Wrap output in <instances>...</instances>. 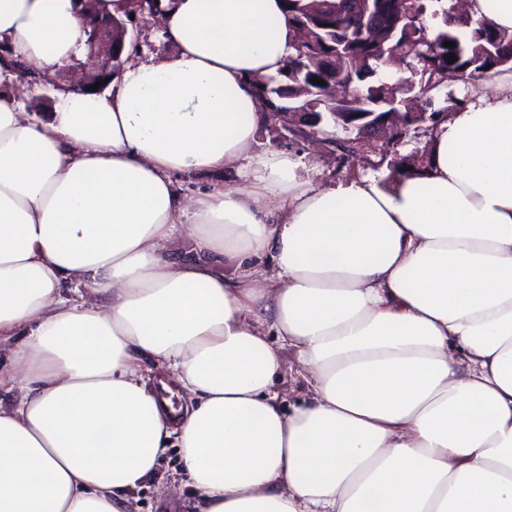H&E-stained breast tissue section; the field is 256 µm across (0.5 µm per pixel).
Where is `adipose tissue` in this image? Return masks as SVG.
I'll use <instances>...</instances> for the list:
<instances>
[{"instance_id":"1","label":"adipose tissue","mask_w":512,"mask_h":512,"mask_svg":"<svg viewBox=\"0 0 512 512\" xmlns=\"http://www.w3.org/2000/svg\"><path fill=\"white\" fill-rule=\"evenodd\" d=\"M161 6L172 52L125 46L44 119L16 70L84 56L83 6L0 0V512H129L173 443L193 512H512V75L425 167L332 181L254 148L283 0ZM271 331L304 370L287 408Z\"/></svg>"}]
</instances>
